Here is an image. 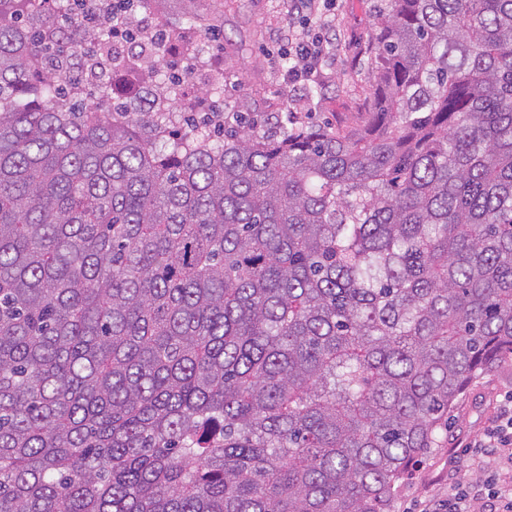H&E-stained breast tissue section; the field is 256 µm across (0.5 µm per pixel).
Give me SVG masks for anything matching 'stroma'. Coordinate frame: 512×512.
I'll return each mask as SVG.
<instances>
[{
  "label": "stroma",
  "instance_id": "35a3bbf8",
  "mask_svg": "<svg viewBox=\"0 0 512 512\" xmlns=\"http://www.w3.org/2000/svg\"><path fill=\"white\" fill-rule=\"evenodd\" d=\"M372 0H316L312 9L290 19L288 0H167L169 24L195 15L189 38H203L224 61L221 74L206 72L193 84L224 79V109L263 119L295 116L300 124L362 129L367 120L372 76L366 67L367 41L375 26ZM219 24L218 36H200L199 25ZM331 31L316 78L288 82L280 54L291 36ZM512 402V363L474 380L448 415V434L430 449L399 484L391 512H422L428 500L447 497L454 486L479 480L480 449L474 442Z\"/></svg>",
  "mask_w": 512,
  "mask_h": 512
}]
</instances>
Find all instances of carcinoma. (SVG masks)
I'll return each instance as SVG.
<instances>
[{
  "label": "carcinoma",
  "instance_id": "obj_1",
  "mask_svg": "<svg viewBox=\"0 0 512 512\" xmlns=\"http://www.w3.org/2000/svg\"><path fill=\"white\" fill-rule=\"evenodd\" d=\"M0 0V512H391L512 358V0H373L362 130L61 83Z\"/></svg>",
  "mask_w": 512,
  "mask_h": 512
}]
</instances>
